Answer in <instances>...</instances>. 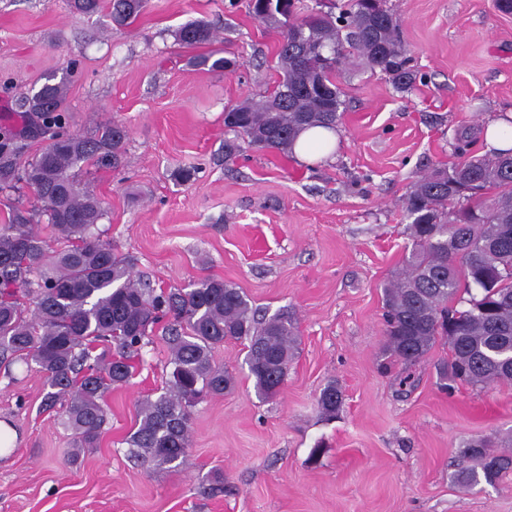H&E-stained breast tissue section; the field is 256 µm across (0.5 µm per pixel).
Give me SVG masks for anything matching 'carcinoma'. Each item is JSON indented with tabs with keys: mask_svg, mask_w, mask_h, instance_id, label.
<instances>
[{
	"mask_svg": "<svg viewBox=\"0 0 512 512\" xmlns=\"http://www.w3.org/2000/svg\"><path fill=\"white\" fill-rule=\"evenodd\" d=\"M148 0H69L75 14L109 12L126 27ZM253 16L279 36L280 79L261 100L246 98L224 110V126L259 150L293 152L307 128L334 129L344 112L337 78L353 63L378 71L400 91L411 89L400 19L386 0H248ZM216 38L201 20L182 24L177 42L198 48ZM199 66L227 70L235 61L195 57ZM67 79L45 83L26 100L27 126L56 140L25 167L18 138L0 133V194L10 202L0 225V355L35 363L48 391L44 409H58L74 447L94 448L108 419L107 396L135 374L133 358L152 343L155 326L168 319L161 340L171 366L164 391L144 401L140 421L125 439L130 454L154 468L176 470L190 447V410L232 388V374L212 361L227 340L244 343V364L261 399L284 384L299 330L286 313L270 318L253 309L243 292L216 277L186 288L155 291L133 278L132 260L102 237L99 201L76 170L117 164L128 137L112 119L90 136L69 130L64 112ZM474 138L459 137L457 160L420 176L404 199L411 248L405 266L384 286V345L402 366L400 386H413L416 367L439 342L450 359L439 384L473 386L512 382V150L473 154ZM25 183L58 233L52 249L33 224L36 211L11 202ZM33 306L26 315L24 303ZM318 408L336 416L342 393L321 392ZM465 466L456 482L494 485L512 472V453L498 454L485 439L463 445Z\"/></svg>",
	"mask_w": 512,
	"mask_h": 512,
	"instance_id": "1",
	"label": "carcinoma"
}]
</instances>
